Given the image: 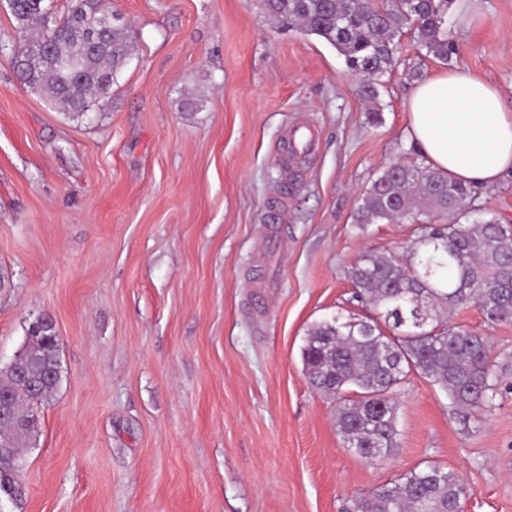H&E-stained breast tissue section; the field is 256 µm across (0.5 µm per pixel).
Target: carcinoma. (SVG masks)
<instances>
[{"label":"carcinoma","mask_w":512,"mask_h":512,"mask_svg":"<svg viewBox=\"0 0 512 512\" xmlns=\"http://www.w3.org/2000/svg\"><path fill=\"white\" fill-rule=\"evenodd\" d=\"M450 0H262L277 21L298 25L324 39L347 66L364 77L362 97L378 101L379 79L392 67L403 30L413 32L426 53L446 60L453 51L448 35ZM108 10L106 0H69L66 15L46 22L45 0H18L11 10L17 30L27 36L15 65L20 79L47 93L72 119L104 108L117 76L133 49L122 25L96 35L93 24ZM470 187L431 166L401 160L388 164L361 198L356 221L378 224L406 219L421 224L402 264L393 256L367 253L352 268L355 297L378 316L369 320L325 321L308 333L302 350L305 374L317 389L336 399V426L345 442L370 462L385 461L398 447L396 408L390 394L411 372L440 387L462 422L489 407L497 394V375L487 337L441 317L475 304L490 323L512 322V229L481 210L466 206ZM428 217L420 222L419 216ZM433 308L432 334L413 319L415 298ZM51 326L18 355L29 375L54 368L58 340ZM57 384L34 392L11 368L0 393L16 412L27 415ZM361 395L345 396L349 388ZM30 437L12 425L0 427V443L12 444L0 458V482H21L17 457ZM468 488L437 465L415 468L367 496L353 497L345 512H457Z\"/></svg>","instance_id":"obj_1"}]
</instances>
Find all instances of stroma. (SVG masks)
<instances>
[{"instance_id":"35a3bbf8","label":"stroma","mask_w":512,"mask_h":512,"mask_svg":"<svg viewBox=\"0 0 512 512\" xmlns=\"http://www.w3.org/2000/svg\"><path fill=\"white\" fill-rule=\"evenodd\" d=\"M134 50L103 111L65 117L0 50V370L36 316L58 334L61 381L35 404L27 488L0 512H344L414 468L468 487L464 512H512V366L469 424L408 375L393 393L398 446L369 463L309 382L308 331L367 319L350 271L408 257L414 224H359L389 163L423 162L406 102L419 79L466 68L512 99V0L449 17L442 60L403 33L372 116L361 76L326 41L259 0H112ZM319 146L282 163L288 124ZM284 201L282 223L265 212ZM453 323L512 363V323L476 305Z\"/></svg>"}]
</instances>
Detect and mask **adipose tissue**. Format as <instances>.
<instances>
[{
    "mask_svg": "<svg viewBox=\"0 0 512 512\" xmlns=\"http://www.w3.org/2000/svg\"><path fill=\"white\" fill-rule=\"evenodd\" d=\"M408 135L430 164L475 188L512 177V101L464 68L434 75L407 100Z\"/></svg>",
    "mask_w": 512,
    "mask_h": 512,
    "instance_id": "obj_1",
    "label": "adipose tissue"
}]
</instances>
